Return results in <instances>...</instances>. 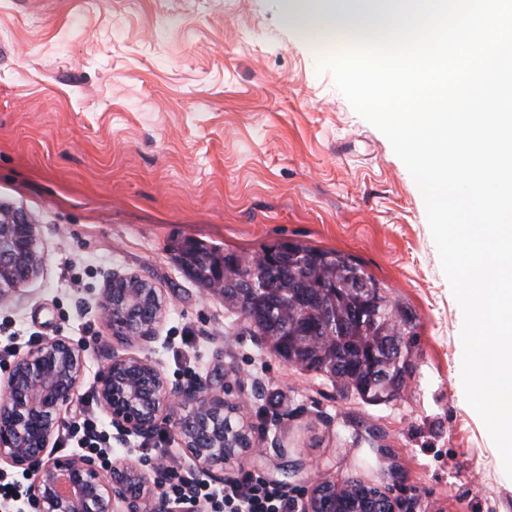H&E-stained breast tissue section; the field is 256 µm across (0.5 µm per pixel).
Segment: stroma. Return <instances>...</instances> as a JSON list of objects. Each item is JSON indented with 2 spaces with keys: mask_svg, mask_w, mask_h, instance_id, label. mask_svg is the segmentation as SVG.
Returning a JSON list of instances; mask_svg holds the SVG:
<instances>
[{
  "mask_svg": "<svg viewBox=\"0 0 512 512\" xmlns=\"http://www.w3.org/2000/svg\"><path fill=\"white\" fill-rule=\"evenodd\" d=\"M282 0H0V202L38 224L46 260L0 298V340L64 336L83 384L112 358L95 307L114 273L149 277L158 337L123 354L169 385L222 389L252 446L224 462L297 491L326 478L413 499L415 512H512V479L461 385L463 312L423 196L388 139L337 90ZM195 238L254 256L296 241L352 255L415 316L411 367L371 405L281 361L172 259ZM183 405L147 438L181 445Z\"/></svg>",
  "mask_w": 512,
  "mask_h": 512,
  "instance_id": "stroma-1",
  "label": "stroma"
}]
</instances>
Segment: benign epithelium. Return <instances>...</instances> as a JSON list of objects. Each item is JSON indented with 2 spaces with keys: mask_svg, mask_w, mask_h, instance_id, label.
<instances>
[{
  "mask_svg": "<svg viewBox=\"0 0 512 512\" xmlns=\"http://www.w3.org/2000/svg\"><path fill=\"white\" fill-rule=\"evenodd\" d=\"M3 238L15 239L16 248H0V281L6 279L15 288L38 273L44 261L37 246L36 224L26 212H18L14 221L0 224ZM128 280L127 275L112 274L98 301L99 316L117 344L148 345L157 338L162 302L157 289L139 279L140 301L153 308V317L130 328L126 318L133 304L125 289ZM83 353V346L65 336H53L16 359L0 383V461L31 473L29 495L40 512H180L163 493L161 477L155 472H145L129 460H117L106 469L92 455L56 456L50 449L65 424L62 409L79 398ZM96 395L112 426L123 433H150L173 403L192 407L191 416L180 426L181 442L194 466L205 473L222 469L224 460L251 447L248 433L236 427L224 436L222 448L201 444L200 432L211 437L224 430V418H200L206 410L224 413V397L201 385L169 387L148 358L112 351L110 363L98 378ZM343 489L331 479L323 480L307 512H323L320 497L337 496ZM371 493L353 512H412L408 503L378 488Z\"/></svg>",
  "mask_w": 512,
  "mask_h": 512,
  "instance_id": "obj_1",
  "label": "benign epithelium"
}]
</instances>
